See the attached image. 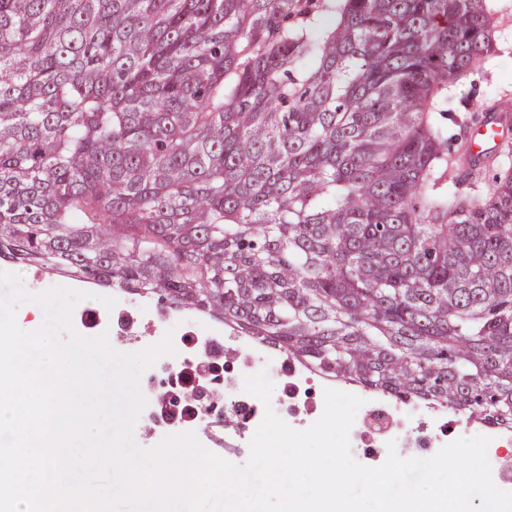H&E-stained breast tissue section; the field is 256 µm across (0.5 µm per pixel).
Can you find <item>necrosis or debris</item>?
Instances as JSON below:
<instances>
[{
  "instance_id": "1",
  "label": "necrosis or debris",
  "mask_w": 512,
  "mask_h": 512,
  "mask_svg": "<svg viewBox=\"0 0 512 512\" xmlns=\"http://www.w3.org/2000/svg\"><path fill=\"white\" fill-rule=\"evenodd\" d=\"M76 317L84 329L128 337L136 347L143 346L146 335L172 333L176 353L161 357L159 363L180 383L204 386L212 363L224 357L222 331L191 314L176 317L135 303L109 310L100 301L88 299L77 310ZM265 370L275 378L280 399L295 408L290 421L292 428L306 429L320 418V408L309 399L310 378L302 368L284 356L273 354L267 358ZM175 426L180 431L195 433L205 443L218 446L219 456L231 459V449L223 445L224 427L206 419L197 406H190L182 413ZM445 429V417L441 413L368 394L356 414L349 441L351 447L362 448L371 444L383 447L389 441L407 439L412 447L424 448L428 445L429 431ZM480 433L491 439L488 460L494 483L512 492V430L486 425Z\"/></svg>"
}]
</instances>
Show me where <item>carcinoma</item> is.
I'll return each instance as SVG.
<instances>
[{"instance_id": "obj_1", "label": "carcinoma", "mask_w": 512, "mask_h": 512, "mask_svg": "<svg viewBox=\"0 0 512 512\" xmlns=\"http://www.w3.org/2000/svg\"><path fill=\"white\" fill-rule=\"evenodd\" d=\"M494 0H0V260L512 429V150L444 174Z\"/></svg>"}]
</instances>
